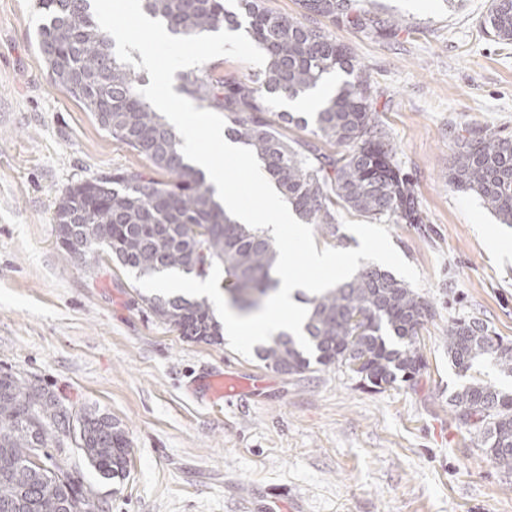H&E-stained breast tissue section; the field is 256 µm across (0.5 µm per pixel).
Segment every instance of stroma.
I'll return each mask as SVG.
<instances>
[{
    "instance_id": "obj_1",
    "label": "stroma",
    "mask_w": 512,
    "mask_h": 512,
    "mask_svg": "<svg viewBox=\"0 0 512 512\" xmlns=\"http://www.w3.org/2000/svg\"><path fill=\"white\" fill-rule=\"evenodd\" d=\"M489 4L367 0L375 18L402 19L390 38L313 20L364 65L425 217L388 230L436 308L418 336L427 368L415 386L371 392L343 367L281 374L186 341L106 256L70 258L54 224L65 190L148 162L51 84L36 0H0V370L121 422L128 478L79 469L107 512H267L273 492L300 512H512V470L472 446L448 404L464 382L452 320L512 341V224L448 183L458 130L512 135V43L484 32ZM224 371L249 387L210 406L196 383Z\"/></svg>"
}]
</instances>
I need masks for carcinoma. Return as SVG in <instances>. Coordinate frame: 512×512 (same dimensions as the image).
Returning a JSON list of instances; mask_svg holds the SVG:
<instances>
[{"label": "carcinoma", "mask_w": 512, "mask_h": 512, "mask_svg": "<svg viewBox=\"0 0 512 512\" xmlns=\"http://www.w3.org/2000/svg\"><path fill=\"white\" fill-rule=\"evenodd\" d=\"M93 0H37L46 23L38 48L53 85L91 112L98 125L144 157L158 179L144 171L116 170L77 183L60 198L57 240L72 258L78 249L102 250L117 267L140 279L163 271L205 277L213 265L224 273V296L248 315L277 289L278 251L263 229L235 222L215 198L205 174L189 163L182 141L137 88L143 74L116 57L115 42L99 26ZM305 14L331 17L379 33L399 30L397 19L379 21L353 0H300ZM145 14L169 34H207L222 27L243 31L264 53V67L243 80L203 66L181 75L180 91L201 106L227 113V136L250 148L261 169L306 224L340 240L338 209L374 221L422 224L415 189L379 122L364 66L331 32L274 12L264 0H142ZM486 33L512 43V8L492 0ZM344 78L314 112H276L282 100L305 98L333 74ZM282 124L312 127L318 143L279 132ZM448 169V182L472 191L503 224H512V138L489 128L466 130ZM162 323L184 339L220 345L224 332L205 298L139 294ZM307 353L281 332L257 349L266 367L284 374L339 365L374 389L417 382L426 368L419 331L434 319V305L403 280L365 265L344 282L305 300ZM448 358L467 383L450 398L455 418L475 428L473 447L512 467V394L474 375L485 364L512 376V343L477 318L448 324ZM63 405L40 385L0 372V512H96L92 488L77 470L48 465L68 443L54 437ZM82 430L74 447L104 480L129 475L130 441L121 423L80 407Z\"/></svg>", "instance_id": "1"}]
</instances>
